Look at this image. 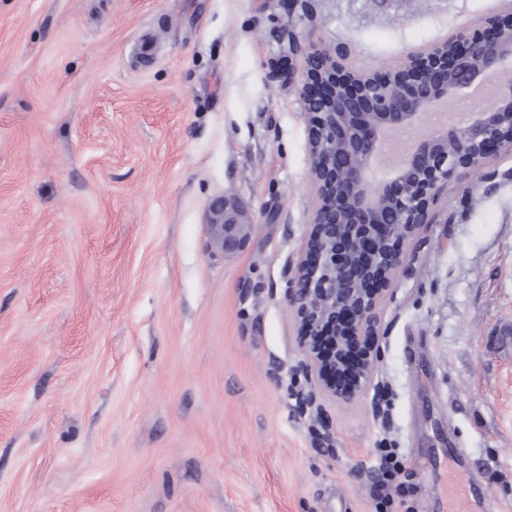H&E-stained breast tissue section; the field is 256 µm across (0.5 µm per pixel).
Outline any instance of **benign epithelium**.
<instances>
[{"label": "benign epithelium", "instance_id": "1", "mask_svg": "<svg viewBox=\"0 0 512 512\" xmlns=\"http://www.w3.org/2000/svg\"><path fill=\"white\" fill-rule=\"evenodd\" d=\"M280 63L311 117L310 175L316 192L305 249L291 270L288 304L304 354L300 369L320 393L350 403L374 381L381 305L395 280L412 273L406 248L454 179L471 176L512 150V3L465 33L405 55L382 70L344 67L348 49L302 48ZM496 78V95L453 124L407 140L381 170L390 143L419 128L443 104L458 107ZM217 200L207 225L225 253L242 249L252 225Z\"/></svg>", "mask_w": 512, "mask_h": 512}]
</instances>
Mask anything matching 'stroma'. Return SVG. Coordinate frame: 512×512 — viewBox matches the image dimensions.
Segmentation results:
<instances>
[{
	"label": "stroma",
	"mask_w": 512,
	"mask_h": 512,
	"mask_svg": "<svg viewBox=\"0 0 512 512\" xmlns=\"http://www.w3.org/2000/svg\"><path fill=\"white\" fill-rule=\"evenodd\" d=\"M502 0H0V512H512V154L448 186L382 305L385 396L305 399L315 193L292 35L388 66ZM252 224L211 243L216 198ZM377 453L379 463L372 487L375 511L391 512L394 496L410 492L400 481L405 470L404 458L397 448H378Z\"/></svg>",
	"instance_id": "stroma-1"
}]
</instances>
